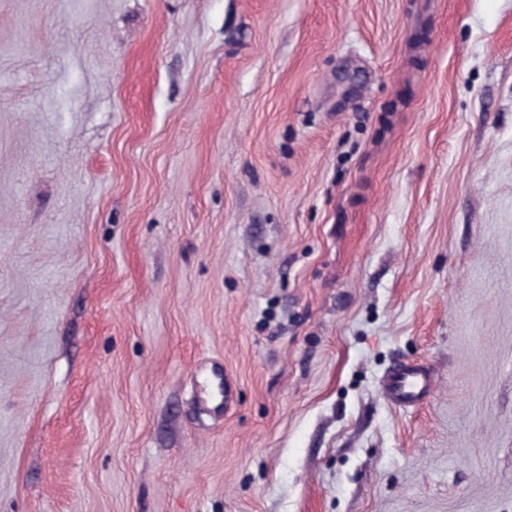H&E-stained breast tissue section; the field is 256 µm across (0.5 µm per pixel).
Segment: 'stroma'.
<instances>
[{"instance_id":"obj_1","label":"stroma","mask_w":512,"mask_h":512,"mask_svg":"<svg viewBox=\"0 0 512 512\" xmlns=\"http://www.w3.org/2000/svg\"><path fill=\"white\" fill-rule=\"evenodd\" d=\"M0 512H512V0H0ZM388 393L398 404L405 405L416 401L421 394L429 391L430 377L416 371H402L395 374L387 384Z\"/></svg>"}]
</instances>
